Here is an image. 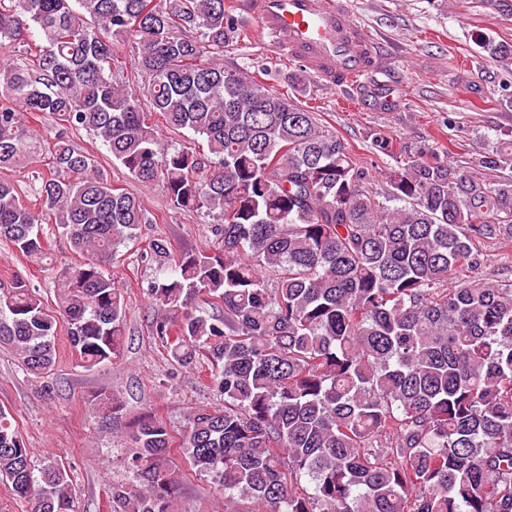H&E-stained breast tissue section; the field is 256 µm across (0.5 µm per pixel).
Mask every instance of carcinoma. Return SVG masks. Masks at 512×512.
I'll return each mask as SVG.
<instances>
[{
  "mask_svg": "<svg viewBox=\"0 0 512 512\" xmlns=\"http://www.w3.org/2000/svg\"><path fill=\"white\" fill-rule=\"evenodd\" d=\"M241 36L229 0H0V171L47 159L31 201L0 177V240L37 261L45 219L76 255L54 310L21 277L0 287V342L36 378L62 326L88 370L123 353L106 267L152 219L69 139L81 128L174 208L211 217L218 241L176 254L150 240L146 295L170 360L207 368L224 408L192 411L177 440L135 423L112 512H177L174 450L224 512H512V287L469 276L485 240L512 242V142L472 158L486 182L376 129L372 149L397 165L374 191L315 113L224 68ZM126 42L143 99L124 82ZM477 42L512 60L511 44ZM157 113L207 154L172 147ZM33 114L55 117L52 137ZM88 407L113 421L123 401L98 391ZM0 481L31 512H83L66 465L33 464L2 409Z\"/></svg>",
  "mask_w": 512,
  "mask_h": 512,
  "instance_id": "1",
  "label": "carcinoma"
}]
</instances>
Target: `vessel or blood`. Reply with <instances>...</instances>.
Instances as JSON below:
<instances>
[{
  "label": "vessel or blood",
  "mask_w": 512,
  "mask_h": 512,
  "mask_svg": "<svg viewBox=\"0 0 512 512\" xmlns=\"http://www.w3.org/2000/svg\"><path fill=\"white\" fill-rule=\"evenodd\" d=\"M258 32L325 85L351 93L381 69L380 45L350 0H250Z\"/></svg>",
  "instance_id": "vessel-or-blood-1"
}]
</instances>
